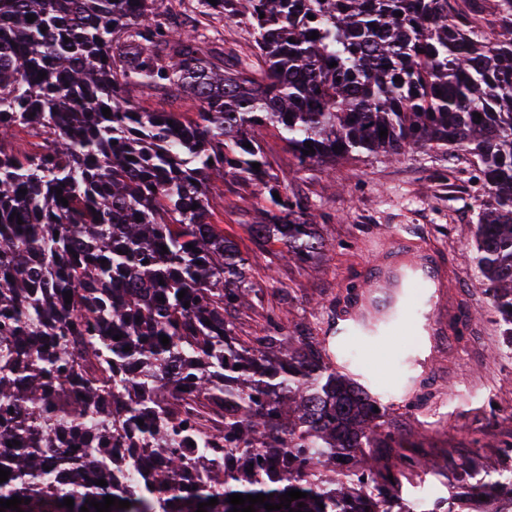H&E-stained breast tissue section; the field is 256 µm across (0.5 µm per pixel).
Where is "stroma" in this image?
<instances>
[{"mask_svg": "<svg viewBox=\"0 0 512 512\" xmlns=\"http://www.w3.org/2000/svg\"><path fill=\"white\" fill-rule=\"evenodd\" d=\"M196 24L212 50L250 55L246 17L197 16ZM260 143L269 174L310 205L324 250L298 265L282 247L258 246L246 226L262 217L266 202L251 186L217 181L213 221L246 258L255 288L287 309L289 324L332 342L337 366L386 405L395 439L378 455L402 466V498L430 503L460 477L476 482L487 462L512 449V352L477 283L473 216L482 190L471 167L418 151L301 169L277 130H263ZM397 236L438 256L447 287L405 290L403 302L414 310L434 294V311L424 317L389 320L378 336L346 331L335 313L348 299L356 313L377 315L368 269ZM463 458L469 467L462 476L455 465ZM414 460L426 465L425 482L411 469Z\"/></svg>", "mask_w": 512, "mask_h": 512, "instance_id": "1", "label": "stroma"}]
</instances>
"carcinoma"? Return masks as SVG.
Segmentation results:
<instances>
[{"instance_id":"1","label":"carcinoma","mask_w":512,"mask_h":512,"mask_svg":"<svg viewBox=\"0 0 512 512\" xmlns=\"http://www.w3.org/2000/svg\"><path fill=\"white\" fill-rule=\"evenodd\" d=\"M171 2L0 0V499L30 500L23 512L103 501L98 464L141 419L137 491L112 492L131 506L111 512H196L211 498L206 512H233V494L278 504L292 489L305 507L278 512H410L401 470L376 458L392 439L385 408L323 342L300 324L284 333L274 306L266 335H238L235 314L261 297L212 222V179L267 198L269 220L248 232L304 264L323 241L269 179L262 129L287 134L300 168L416 150L468 163L482 187L478 283L511 347L512 0H196L249 20L248 60L209 51ZM157 90L194 100L195 118L129 97ZM18 129L41 149L9 150ZM482 496L481 512H512V467L420 512H473Z\"/></svg>"}]
</instances>
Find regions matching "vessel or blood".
I'll list each match as a JSON object with an SVG mask.
<instances>
[{
  "mask_svg": "<svg viewBox=\"0 0 512 512\" xmlns=\"http://www.w3.org/2000/svg\"><path fill=\"white\" fill-rule=\"evenodd\" d=\"M399 258L395 263L373 265L367 285L378 297L379 307L396 305L402 289L412 284L424 288H438L442 285L443 273L436 263L423 251L414 249L407 242L398 245Z\"/></svg>",
  "mask_w": 512,
  "mask_h": 512,
  "instance_id": "1",
  "label": "vessel or blood"
}]
</instances>
